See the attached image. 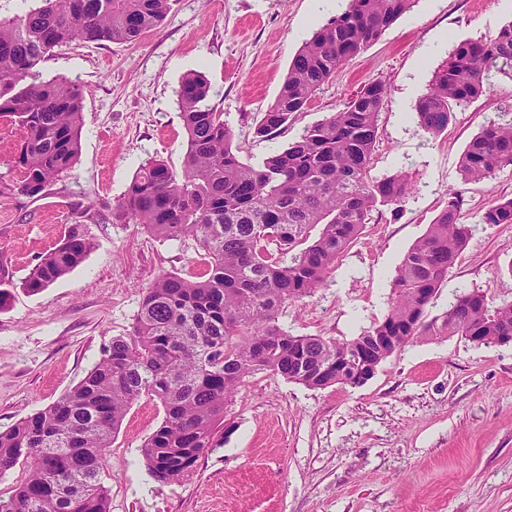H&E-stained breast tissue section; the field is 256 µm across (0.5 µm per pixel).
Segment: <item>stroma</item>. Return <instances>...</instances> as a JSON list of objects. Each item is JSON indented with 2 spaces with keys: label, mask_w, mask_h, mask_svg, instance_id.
Listing matches in <instances>:
<instances>
[{
  "label": "stroma",
  "mask_w": 512,
  "mask_h": 512,
  "mask_svg": "<svg viewBox=\"0 0 512 512\" xmlns=\"http://www.w3.org/2000/svg\"><path fill=\"white\" fill-rule=\"evenodd\" d=\"M348 0H175L162 26L134 43L74 44L40 65L85 91L81 149L49 200L0 195V431L74 387L112 338L127 335L146 286L198 271L193 240L161 241L114 215L148 159L181 171L187 135L176 91L197 71L223 112L241 159L259 165L372 81L388 88L370 175L405 172L414 192L373 210L362 234L311 297L285 303L288 333L349 340L390 309L396 270L448 201L461 192L472 236L428 309L455 294L512 302V224H484L494 199L512 197V167L474 184L461 178L469 140L512 112V80L456 112L438 136L415 104L462 41L512 22V0H415L381 37L317 90L273 140L255 127L274 102L288 64ZM76 203L89 205L74 213ZM94 242L84 261L37 294L22 288L70 225ZM225 431L189 477L163 484L140 449L164 419L143 397L112 436L101 478L111 512H512V345L477 346L460 336L414 340L358 388L310 389L268 371L247 378L225 410Z\"/></svg>",
  "instance_id": "stroma-1"
}]
</instances>
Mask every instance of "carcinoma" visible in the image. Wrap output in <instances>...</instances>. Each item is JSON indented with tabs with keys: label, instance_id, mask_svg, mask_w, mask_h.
<instances>
[{
	"label": "carcinoma",
	"instance_id": "1",
	"mask_svg": "<svg viewBox=\"0 0 512 512\" xmlns=\"http://www.w3.org/2000/svg\"><path fill=\"white\" fill-rule=\"evenodd\" d=\"M173 0H38L22 15L0 18V119L25 137L13 163L20 180L3 188L45 196L76 159L84 89L64 78L38 79V67L63 46L133 43L158 28ZM413 0H349L292 57L285 81L264 112L257 137L272 139L315 92L405 13ZM512 79V22L485 40L460 42L416 104L420 127L437 136L457 109L481 97L491 73ZM210 83L186 75L178 104L188 140L182 171L159 159L140 166L116 205L118 217L153 236L193 238L207 266L202 276L167 274L145 288L130 333L112 339L86 376L50 406L0 431V475L18 464L26 477L0 497V512H110L101 482L107 448L131 404L160 401L165 417L141 447L160 483L191 473L224 434V405L257 371L313 389L356 388L366 379L359 347L392 336L380 364L410 341L461 336L497 346L512 337V302L457 294L440 319L426 309L471 237L462 200L448 203L404 254L385 318L359 336L336 341L294 336L279 324L286 302L311 296L378 204H401L413 192L405 173L370 177L386 84L374 81L288 147L260 165L241 160L224 113L208 104ZM512 166V120L492 121L467 143L462 178L488 180ZM483 224H512V198L493 201ZM321 226L309 240L310 229ZM93 243L74 224L23 283L39 293L78 266ZM290 259H285V256ZM351 366L336 377V360Z\"/></svg>",
	"mask_w": 512,
	"mask_h": 512
}]
</instances>
